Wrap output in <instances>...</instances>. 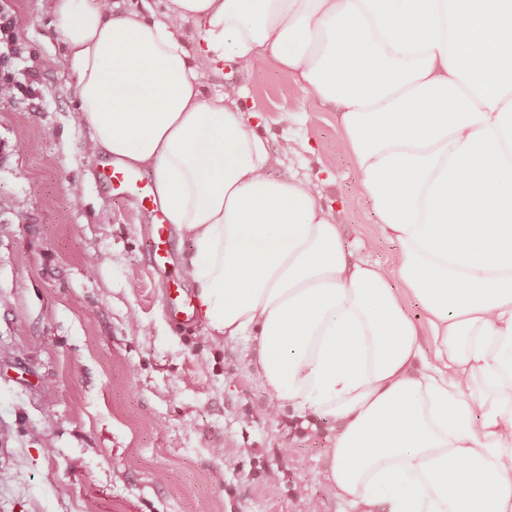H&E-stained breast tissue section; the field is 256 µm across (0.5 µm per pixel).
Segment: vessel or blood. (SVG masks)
<instances>
[{"label":"vessel or blood","instance_id":"obj_1","mask_svg":"<svg viewBox=\"0 0 512 512\" xmlns=\"http://www.w3.org/2000/svg\"><path fill=\"white\" fill-rule=\"evenodd\" d=\"M105 179L114 186L132 189L142 211L148 212L152 218L150 227L152 235L151 260L154 266L168 264L170 253V226L166 224L160 201L151 186L142 184L136 172L124 164H109L104 169Z\"/></svg>","mask_w":512,"mask_h":512}]
</instances>
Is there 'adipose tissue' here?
<instances>
[{
	"mask_svg": "<svg viewBox=\"0 0 512 512\" xmlns=\"http://www.w3.org/2000/svg\"><path fill=\"white\" fill-rule=\"evenodd\" d=\"M198 53L275 65L340 105L360 189L399 264L350 260L340 224ZM87 146L151 173L190 243L208 333L303 426L335 422L327 481L355 512H512V0H55ZM427 319L423 359L398 288ZM202 33V24L199 22H190L184 25L182 29V42L188 51L191 60L198 66H209L210 64L195 56L197 44Z\"/></svg>",
	"mask_w": 512,
	"mask_h": 512,
	"instance_id": "adipose-tissue-1",
	"label": "adipose tissue"
}]
</instances>
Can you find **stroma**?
<instances>
[{"instance_id": "obj_1", "label": "stroma", "mask_w": 512, "mask_h": 512, "mask_svg": "<svg viewBox=\"0 0 512 512\" xmlns=\"http://www.w3.org/2000/svg\"><path fill=\"white\" fill-rule=\"evenodd\" d=\"M54 0H0L34 99L0 100V512H353L325 479L332 422L299 428L249 365L247 339L180 329L166 299L189 288V244L155 269L136 202L103 179L79 118ZM235 87L278 175L308 180L353 258L399 254L361 196L338 107L276 66H214Z\"/></svg>"}]
</instances>
